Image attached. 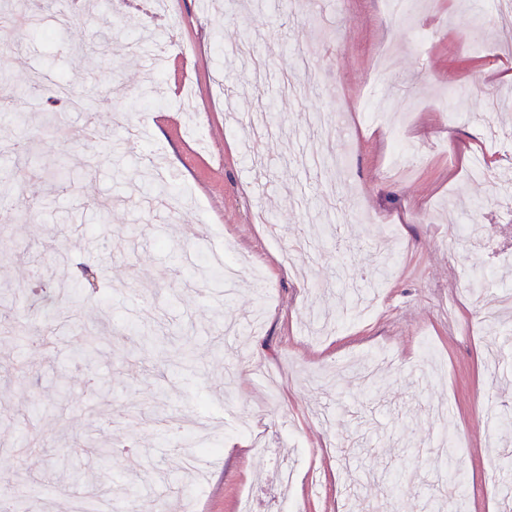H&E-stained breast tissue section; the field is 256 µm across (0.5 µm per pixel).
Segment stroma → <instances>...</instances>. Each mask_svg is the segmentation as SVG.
<instances>
[{"mask_svg":"<svg viewBox=\"0 0 512 512\" xmlns=\"http://www.w3.org/2000/svg\"><path fill=\"white\" fill-rule=\"evenodd\" d=\"M42 13L39 28L0 27L6 53L0 80V312L25 340L0 339V485L28 512H64L98 475L82 449L107 442L115 510L124 495L154 506L164 485L189 484L179 453L156 434L177 417L188 437L220 454L197 486L193 512H341L342 490L357 488L380 512H430L440 473L463 476L464 495L445 512H499L512 476V388L486 350L494 342L512 363V320L482 323L466 286L486 295L512 289V48L501 42L499 0H409L391 17L383 0H172L168 14L112 0L89 4L68 29L56 28L44 0H0ZM107 32L106 61L82 51ZM189 58L186 88L205 115L206 137L189 131L148 52L165 37ZM250 37L266 61L261 81L229 67L222 45ZM119 84L114 106L97 114L111 143L65 138L47 122L87 112L60 98ZM393 104V119L370 124L366 98ZM252 113L288 126L297 150L320 144L319 114L341 127L335 149L348 163L335 213L322 207L330 170L284 165L282 141L265 142L262 167L240 146L250 128L231 116ZM144 113L165 121L144 126ZM496 168V182L473 173ZM67 163L74 183L58 188L51 169ZM184 195L176 212L154 204V185ZM281 227L271 247L254 214ZM396 227L401 257L384 278L382 302L352 319L349 280L378 269L372 246ZM308 236L315 245L297 270L280 248ZM260 266L269 302L250 273L225 282L213 253L226 248ZM95 293L56 297L81 266ZM143 302L131 309L127 293ZM99 329L95 363L75 353L80 332ZM428 373L414 387L411 370ZM107 380L108 398L86 381ZM498 411L485 419L484 395ZM365 436L366 454L336 460L338 440ZM451 462L434 453L440 437ZM49 494L35 493L36 484Z\"/></svg>","mask_w":512,"mask_h":512,"instance_id":"1","label":"stroma"}]
</instances>
